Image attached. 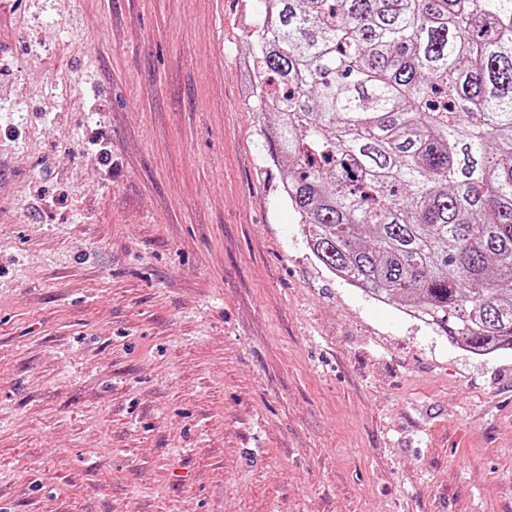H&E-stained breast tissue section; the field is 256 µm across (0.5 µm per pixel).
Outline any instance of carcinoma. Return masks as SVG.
<instances>
[{
    "instance_id": "cac0c4a2",
    "label": "carcinoma",
    "mask_w": 512,
    "mask_h": 512,
    "mask_svg": "<svg viewBox=\"0 0 512 512\" xmlns=\"http://www.w3.org/2000/svg\"><path fill=\"white\" fill-rule=\"evenodd\" d=\"M254 111L334 276L512 349V0H261Z\"/></svg>"
}]
</instances>
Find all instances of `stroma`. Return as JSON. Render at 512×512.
<instances>
[{
  "instance_id": "35a3bbf8",
  "label": "stroma",
  "mask_w": 512,
  "mask_h": 512,
  "mask_svg": "<svg viewBox=\"0 0 512 512\" xmlns=\"http://www.w3.org/2000/svg\"><path fill=\"white\" fill-rule=\"evenodd\" d=\"M259 7L0 0V512H512V350L309 251Z\"/></svg>"
}]
</instances>
